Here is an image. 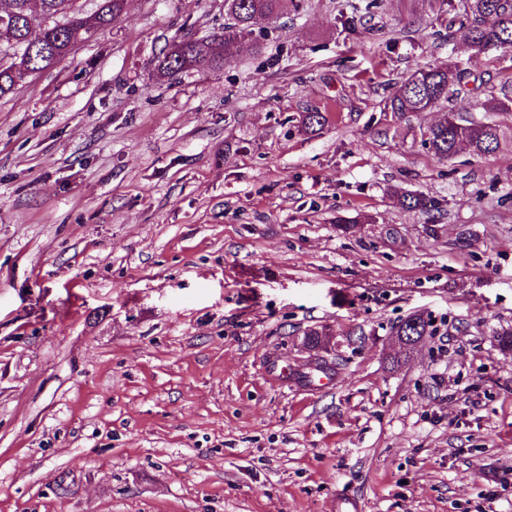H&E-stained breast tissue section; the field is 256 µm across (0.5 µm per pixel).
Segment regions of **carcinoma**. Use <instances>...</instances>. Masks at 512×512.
Segmentation results:
<instances>
[{
  "instance_id": "cac0c4a2",
  "label": "carcinoma",
  "mask_w": 512,
  "mask_h": 512,
  "mask_svg": "<svg viewBox=\"0 0 512 512\" xmlns=\"http://www.w3.org/2000/svg\"><path fill=\"white\" fill-rule=\"evenodd\" d=\"M14 24L0 34L9 42L29 44L31 22L28 0H10ZM281 0H224V28L204 38L179 36L172 40L158 60L157 71L173 79L204 61L221 68L233 57L234 49L251 39L254 28L277 17ZM43 12L49 18L40 32L32 51L17 60L18 68L0 67V97L13 92L23 72L43 71L53 67L71 52L83 28L101 29L112 25L121 15L123 0H98L96 10L86 16L72 0H42ZM459 24L468 44L480 51L512 48V0H471L470 9L462 19L449 21ZM468 84V74L454 64L428 67L414 71L397 83L386 99L385 108L396 117L412 112H427L446 100L450 94ZM422 143L436 156L454 157L466 149L476 156L495 150L505 133L492 123L471 122L448 110L443 121L427 126L421 133ZM399 206L433 216L441 211L439 200L421 194L396 196ZM430 322L420 315L402 321L396 329L398 336H425Z\"/></svg>"
}]
</instances>
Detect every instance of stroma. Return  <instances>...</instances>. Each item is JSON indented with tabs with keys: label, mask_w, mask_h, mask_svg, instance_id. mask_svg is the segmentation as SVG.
<instances>
[{
	"label": "stroma",
	"mask_w": 512,
	"mask_h": 512,
	"mask_svg": "<svg viewBox=\"0 0 512 512\" xmlns=\"http://www.w3.org/2000/svg\"><path fill=\"white\" fill-rule=\"evenodd\" d=\"M376 3L353 32L360 0H283L171 80L160 53L224 0H128L0 98V512H512V144L420 135L450 110L512 129L482 108L512 51L446 0ZM450 62L481 91L385 111ZM311 328L328 387L300 379ZM396 202L402 208L419 212L423 215L434 217V212H440L442 204L434 197L421 194H400L396 196ZM430 322L421 315H413L402 321L396 329V336H401L403 341H407L406 336H426L431 333Z\"/></svg>",
	"instance_id": "1"
}]
</instances>
